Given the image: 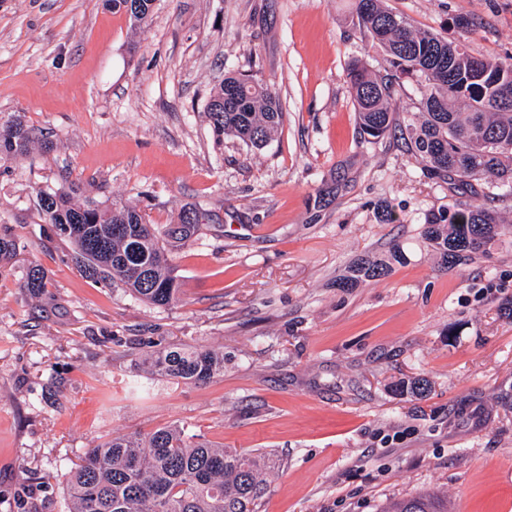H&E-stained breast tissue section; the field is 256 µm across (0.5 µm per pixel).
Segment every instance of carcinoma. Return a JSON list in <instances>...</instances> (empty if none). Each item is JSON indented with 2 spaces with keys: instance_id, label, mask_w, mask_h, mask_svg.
<instances>
[{
  "instance_id": "obj_1",
  "label": "carcinoma",
  "mask_w": 512,
  "mask_h": 512,
  "mask_svg": "<svg viewBox=\"0 0 512 512\" xmlns=\"http://www.w3.org/2000/svg\"><path fill=\"white\" fill-rule=\"evenodd\" d=\"M138 3L129 18L150 27L155 0ZM353 28L383 52L387 68L374 71L360 61L347 72L361 132L399 139L421 160L423 176L451 181L455 198L425 216L421 235L441 265L459 266L484 252L502 233L494 208L473 203L470 182H512V57L492 61L472 55L461 40L419 31L384 0H354ZM406 81L421 86L420 113L399 128L392 100ZM204 112L216 138L232 137L249 148L265 146L283 123V107L265 82L228 73L212 89ZM30 136L18 121L0 125V155L22 154ZM37 211L73 245L71 260L94 281L117 280L142 301L173 306L181 283L164 237L188 239L204 214L185 210L179 225L154 224L141 210L79 201L74 190H42ZM388 272L383 261L364 260L339 283L354 288L362 279ZM151 376L206 384L224 375V351L163 346L144 354ZM274 455L224 448L201 436L191 441L170 424L145 435H118L85 452L81 463L61 472L70 512H259ZM380 512H448V498L418 494L392 501Z\"/></svg>"
}]
</instances>
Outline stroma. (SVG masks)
<instances>
[{
	"label": "stroma",
	"mask_w": 512,
	"mask_h": 512,
	"mask_svg": "<svg viewBox=\"0 0 512 512\" xmlns=\"http://www.w3.org/2000/svg\"><path fill=\"white\" fill-rule=\"evenodd\" d=\"M385 4L446 38L467 18L473 55H512V0ZM352 5L156 0L142 32L108 0H0V123L34 137L0 159V231L19 245L0 260V512H69L57 474L172 423L276 454L260 512H377L424 492L448 512H512V230L441 268L421 229L453 192L393 136L361 137L346 73L384 62ZM250 68L284 110L259 150L216 141L204 112L225 72ZM73 184L162 225L207 213L171 251L181 303L71 263L36 196ZM396 245L387 276L337 288ZM152 343L223 348L224 375L147 376ZM414 378L426 396L396 391Z\"/></svg>",
	"instance_id": "1"
}]
</instances>
